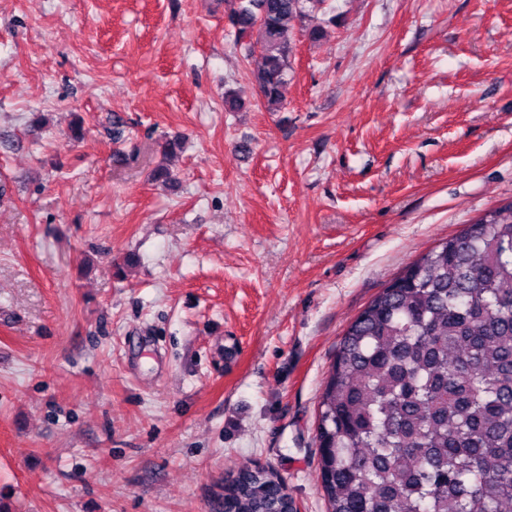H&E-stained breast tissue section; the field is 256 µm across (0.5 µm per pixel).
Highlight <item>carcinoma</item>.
Returning a JSON list of instances; mask_svg holds the SVG:
<instances>
[{
  "mask_svg": "<svg viewBox=\"0 0 512 512\" xmlns=\"http://www.w3.org/2000/svg\"><path fill=\"white\" fill-rule=\"evenodd\" d=\"M319 0H224L259 52L268 109L288 103V27ZM327 512H512V202L408 266L350 323L318 401ZM224 512H294L275 472L224 481Z\"/></svg>",
  "mask_w": 512,
  "mask_h": 512,
  "instance_id": "obj_1",
  "label": "carcinoma"
}]
</instances>
